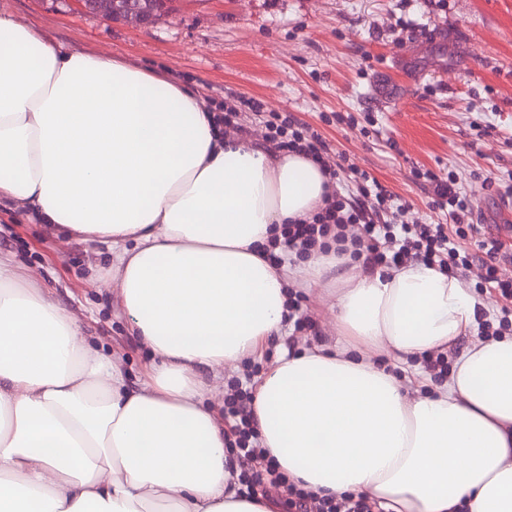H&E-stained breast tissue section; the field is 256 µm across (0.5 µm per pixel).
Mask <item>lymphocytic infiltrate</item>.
<instances>
[{"label": "lymphocytic infiltrate", "mask_w": 512, "mask_h": 512, "mask_svg": "<svg viewBox=\"0 0 512 512\" xmlns=\"http://www.w3.org/2000/svg\"><path fill=\"white\" fill-rule=\"evenodd\" d=\"M247 111L262 118L277 150L310 157L332 186L312 220L283 225L280 234L269 240L270 257L285 249L306 258L315 249L333 248L386 268L419 262L449 274L476 269L482 284L492 288L503 302L499 321L482 320L479 336H498L512 326V280L499 275L501 266L512 263V250L505 247L497 226L474 222V211L460 191L456 175H425L434 208L448 212L450 223L411 224L405 219L408 205L396 202L393 193L368 172L354 166L350 179L340 181L328 144L310 128L274 112L264 113L256 101L249 102L243 112L227 109L225 127L242 130ZM252 402L251 391L239 388L224 403V440L241 468V493L252 496L266 486L283 490L288 512H370L363 499L346 495L329 502L289 484L278 465L264 456L253 423Z\"/></svg>", "instance_id": "obj_1"}]
</instances>
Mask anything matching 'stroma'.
<instances>
[{
  "instance_id": "35a3bbf8",
  "label": "stroma",
  "mask_w": 512,
  "mask_h": 512,
  "mask_svg": "<svg viewBox=\"0 0 512 512\" xmlns=\"http://www.w3.org/2000/svg\"><path fill=\"white\" fill-rule=\"evenodd\" d=\"M0 12L63 48L167 74L208 111L253 99L306 123L406 201L408 222L448 223L418 175L456 172L479 222L499 225L512 245V205L499 195L512 184V0H180L141 26L86 14L79 0H0ZM0 258L36 272L86 343L140 382L151 355L121 310L107 244L66 240L1 197ZM288 289L302 295L311 328L226 369L216 411L236 384L253 387L282 346L335 342L328 289Z\"/></svg>"
}]
</instances>
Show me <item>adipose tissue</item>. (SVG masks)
<instances>
[{
  "instance_id": "adipose-tissue-1",
  "label": "adipose tissue",
  "mask_w": 512,
  "mask_h": 512,
  "mask_svg": "<svg viewBox=\"0 0 512 512\" xmlns=\"http://www.w3.org/2000/svg\"><path fill=\"white\" fill-rule=\"evenodd\" d=\"M327 179L300 155L224 139L198 95L110 56L63 50L0 14V197L108 243L131 330L130 386L71 315L0 263V512H274L238 496L224 422L202 402L289 331L290 265L264 246ZM338 340L281 354L255 383L265 456L321 498L375 512H512V337L475 340L456 277L317 253ZM455 351L447 382L411 362ZM387 355L407 384L379 369Z\"/></svg>"
}]
</instances>
